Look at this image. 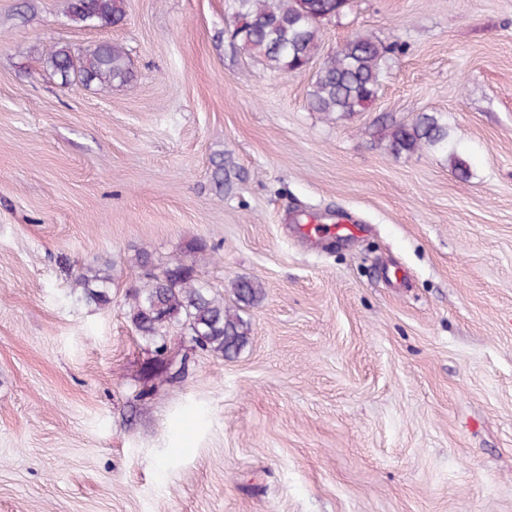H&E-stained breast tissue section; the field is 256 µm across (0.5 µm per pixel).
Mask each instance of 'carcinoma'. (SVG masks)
<instances>
[{"label": "carcinoma", "instance_id": "carcinoma-1", "mask_svg": "<svg viewBox=\"0 0 512 512\" xmlns=\"http://www.w3.org/2000/svg\"><path fill=\"white\" fill-rule=\"evenodd\" d=\"M123 0H64L65 12L74 20L110 25L123 16ZM233 36L240 49L279 72H293L311 61L319 47L321 15L336 7V0H232ZM46 65L62 84L79 80L102 88L124 85L131 78L124 49L99 43L81 55L67 46H55ZM386 57L370 37L347 40L327 56L313 76L310 105L313 111L349 117L365 111L375 101L386 75ZM393 154H413L424 149L448 152V124L440 115L421 114L415 122L388 131ZM105 260L75 273V284L88 303L110 302L112 268ZM236 306H224L193 266L181 260L150 266L146 281L131 295L130 320L136 331L153 341L170 325H180L196 347L223 358L236 356L249 342L250 322L240 314L264 296L262 283L241 278L232 283Z\"/></svg>", "mask_w": 512, "mask_h": 512}]
</instances>
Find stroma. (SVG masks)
Here are the masks:
<instances>
[{
	"label": "stroma",
	"mask_w": 512,
	"mask_h": 512,
	"mask_svg": "<svg viewBox=\"0 0 512 512\" xmlns=\"http://www.w3.org/2000/svg\"><path fill=\"white\" fill-rule=\"evenodd\" d=\"M232 0H0V512H512V0H350L318 57L391 50L375 103L241 53ZM133 78L61 86L65 45ZM448 119L390 152L382 117ZM462 160L455 168L454 160ZM223 164L227 182L212 173ZM358 225L301 237L299 213ZM265 288L232 359L127 313L139 251ZM115 260L111 302L74 274ZM123 0H64L65 12L82 23L112 25L123 16ZM393 154H413L424 149L448 152V124L441 115L421 114L412 124L396 125L388 131Z\"/></svg>",
	"instance_id": "stroma-1"
}]
</instances>
